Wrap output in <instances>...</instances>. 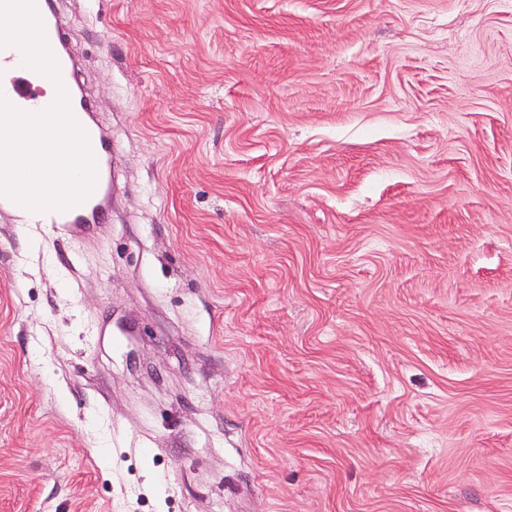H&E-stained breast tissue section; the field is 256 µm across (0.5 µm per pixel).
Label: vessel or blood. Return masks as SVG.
I'll return each mask as SVG.
<instances>
[{"mask_svg": "<svg viewBox=\"0 0 512 512\" xmlns=\"http://www.w3.org/2000/svg\"><path fill=\"white\" fill-rule=\"evenodd\" d=\"M35 7L43 23L47 44L56 53L60 80L68 96L70 111L85 131L92 154L98 157L101 164L111 165L112 140L91 122L90 115L95 110L94 102L90 97L76 95L73 61L58 51L67 38L61 18L47 0H35ZM27 70V65L19 57L17 46L0 47V97L20 111L37 113L50 107L51 102L34 93L30 82L23 77ZM100 194V188H93L81 203L65 210L42 212L39 221L43 224L95 223L101 210Z\"/></svg>", "mask_w": 512, "mask_h": 512, "instance_id": "obj_1", "label": "vessel or blood"}]
</instances>
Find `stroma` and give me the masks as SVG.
Wrapping results in <instances>:
<instances>
[{"label": "stroma", "instance_id": "stroma-1", "mask_svg": "<svg viewBox=\"0 0 512 512\" xmlns=\"http://www.w3.org/2000/svg\"><path fill=\"white\" fill-rule=\"evenodd\" d=\"M103 221L0 208V512H512V0H56Z\"/></svg>", "mask_w": 512, "mask_h": 512}]
</instances>
